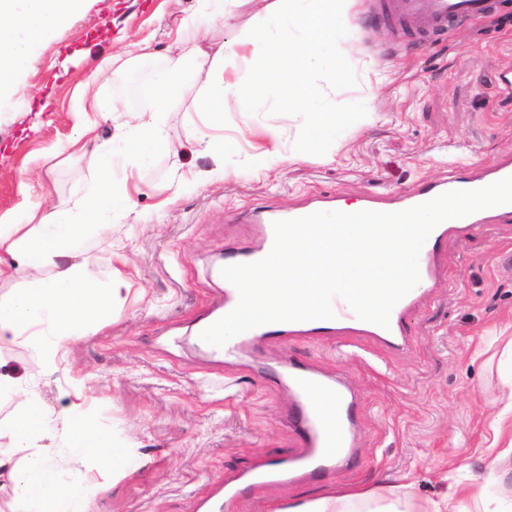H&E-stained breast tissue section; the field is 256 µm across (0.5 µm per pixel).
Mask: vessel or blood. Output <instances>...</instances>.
Segmentation results:
<instances>
[{
	"label": "vessel or blood",
	"instance_id": "obj_1",
	"mask_svg": "<svg viewBox=\"0 0 512 512\" xmlns=\"http://www.w3.org/2000/svg\"><path fill=\"white\" fill-rule=\"evenodd\" d=\"M370 10L390 16L396 36L413 34L421 38L445 37L454 23H480L494 14L499 0H368ZM512 177V157L495 165L477 168L469 163L458 164L447 179L419 185L405 195L390 194L371 197L357 203V211L398 212L417 206L449 191L476 190ZM345 203L332 197L313 199L285 213L262 207L248 216L260 225L263 244L260 248H225L217 265L252 263L265 258L274 244L275 222L297 219L320 211H344ZM512 221V204L486 208L465 217L441 222L431 232L419 255L420 281L393 307L388 327H381L357 317L342 298L332 300L333 318L264 324L241 333L224 346L205 345V352L223 359L225 366H246L250 348L257 342L276 339L289 342L299 338L314 340L329 337L339 348H352L356 336H369L394 351L410 347L407 317L411 309L428 296L435 283L436 257L441 243L449 235L477 232L489 224ZM239 294L233 284L224 286L222 307L203 314L196 322L197 331H204L230 313ZM279 385L287 389L292 403L290 424L299 443L298 451L289 454H266L249 461L235 481L219 486L204 498L201 512H232L240 494L255 483H291L300 479L323 477L349 468L357 431L359 398L341 373L326 372L314 366L288 361L275 372Z\"/></svg>",
	"mask_w": 512,
	"mask_h": 512
}]
</instances>
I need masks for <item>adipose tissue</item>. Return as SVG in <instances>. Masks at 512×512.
Listing matches in <instances>:
<instances>
[{
  "instance_id": "obj_1",
  "label": "adipose tissue",
  "mask_w": 512,
  "mask_h": 512,
  "mask_svg": "<svg viewBox=\"0 0 512 512\" xmlns=\"http://www.w3.org/2000/svg\"><path fill=\"white\" fill-rule=\"evenodd\" d=\"M85 6V0H0V95L29 66L37 46ZM354 0H269L256 28L215 45L206 38L174 43L165 66L154 75L144 109L125 113L112 138L96 133L99 117L116 113L114 101L80 96L73 114L76 133L68 147L85 158L93 173L74 200L53 208L33 201L18 216L0 217V280L21 279L22 288L0 297V349L21 345L44 371H52L66 346L107 326L125 306L130 283L116 267H102L84 246L92 236L127 220L138 191L130 179L162 153L177 155L166 133V106L184 79L198 83L196 110L205 122L226 111L247 112L268 95L302 114L312 136L295 153L256 148L248 166L262 173L274 163L333 161L336 111L322 107L314 93L315 74L328 82L342 75V47L355 29ZM264 44L268 56L246 55ZM243 61L242 75L228 80L227 64ZM0 359V401L14 400L17 412L0 420V475L12 492L11 512H86L103 487L135 470L139 453L92 419L75 384L60 418H52L39 395L24 386ZM61 434L80 469L61 470L43 442ZM482 485L420 502L394 486L352 488L326 493L287 512H489Z\"/></svg>"
}]
</instances>
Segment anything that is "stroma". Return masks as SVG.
I'll return each instance as SVG.
<instances>
[{
    "instance_id": "1",
    "label": "stroma",
    "mask_w": 512,
    "mask_h": 512,
    "mask_svg": "<svg viewBox=\"0 0 512 512\" xmlns=\"http://www.w3.org/2000/svg\"><path fill=\"white\" fill-rule=\"evenodd\" d=\"M198 0H87L56 38L40 45L28 69L0 103V214L32 201L29 184L44 188L43 204L73 197L90 178L85 160L62 153L74 133L71 117L82 86L103 89L122 111H138L154 73L175 41H190L184 18ZM358 28L346 46V68L325 104H341L339 148L329 163H280L261 174L237 166L268 128L289 153L309 129L285 104L256 100L251 111L224 115V179L178 192L159 208L173 162L211 164L206 127L195 110L197 89L184 85L167 113L178 158L157 156L141 171L127 223L90 240V251L123 254L132 293L112 324L71 342L57 370L43 372L23 347L0 350L8 369L35 383L44 408L60 415L72 381L83 380L96 422L139 450L137 469L92 500L87 512H195L197 502L249 458L295 451L289 396L273 380L224 367L192 346L190 329L219 293L211 273L227 247H256L258 225L242 214L255 207L285 211L320 196L349 203L410 191L448 177L453 164H495L512 152V104L500 103L494 80L512 65V15L483 24L461 22L449 48L416 38L394 39L390 28L357 0ZM130 54L118 73L95 76L102 58ZM369 103L375 120L353 123L349 110ZM512 223L452 237L441 247L428 297L410 312L412 345L394 352L367 338L360 346L380 361L376 373L357 359L338 360L331 342L258 343L254 359L270 367L294 360L342 370L357 392L361 426L352 468L321 479L258 486L235 512L296 505L322 493L382 482H412L416 499L447 492L445 466L484 477L492 443L488 422L512 384L492 338L512 323Z\"/></svg>"
}]
</instances>
